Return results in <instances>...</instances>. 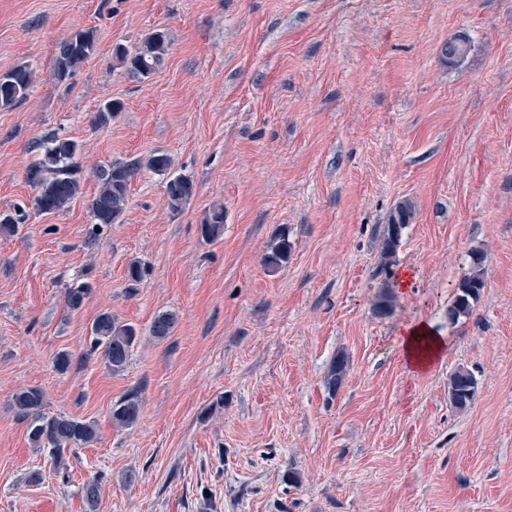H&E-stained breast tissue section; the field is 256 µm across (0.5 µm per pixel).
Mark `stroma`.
I'll list each match as a JSON object with an SVG mask.
<instances>
[{
	"label": "stroma",
	"instance_id": "1",
	"mask_svg": "<svg viewBox=\"0 0 512 512\" xmlns=\"http://www.w3.org/2000/svg\"><path fill=\"white\" fill-rule=\"evenodd\" d=\"M84 28L96 50L58 81L57 46ZM158 30L164 64L131 77L114 47ZM457 37L463 53L445 55ZM19 66L32 87L0 108V212H27L0 236V512H87L97 476L96 512H512V0H0V73ZM111 99L122 112L97 126ZM52 134L80 143L84 182L42 214L25 166ZM154 152L171 167L136 169L124 213L89 242L93 169ZM176 176L195 186L177 213ZM401 205L395 264L417 279L384 310ZM282 233L291 252L272 271ZM474 251L484 287L452 322ZM133 260L143 282L126 277ZM103 312L138 330L119 372L90 349ZM165 312L177 321L159 340ZM414 319L448 340L423 373L397 339ZM461 367L478 380L464 410L448 400ZM30 387L44 413L96 426L66 475L11 405ZM130 395L139 417L116 427ZM166 201L170 210L179 212L195 193L194 183L187 176H177L166 182ZM224 230V207L213 206L205 212L200 223V232L203 238L215 240ZM412 213L406 206H399L390 217L384 240V254L388 258V263H392L395 258L397 248L400 243L402 230L410 223ZM139 411V402L131 395L113 407L112 422L119 427H128L137 420Z\"/></svg>",
	"mask_w": 512,
	"mask_h": 512
}]
</instances>
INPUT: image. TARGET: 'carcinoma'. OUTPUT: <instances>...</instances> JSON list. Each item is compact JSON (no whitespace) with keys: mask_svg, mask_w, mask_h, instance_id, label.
I'll list each match as a JSON object with an SVG mask.
<instances>
[{"mask_svg":"<svg viewBox=\"0 0 512 512\" xmlns=\"http://www.w3.org/2000/svg\"><path fill=\"white\" fill-rule=\"evenodd\" d=\"M170 49L166 33L156 31L130 51L123 45L113 49L115 60L126 71L137 78L145 79L156 73L165 61ZM95 50V33L91 28L79 29L70 33L58 46L53 58V72L60 82L67 80ZM33 83V71L26 66L16 67L0 74V106L9 107L26 98ZM122 110V103L115 100L104 102L97 112L95 121L106 125L115 114ZM40 149L37 157L26 166V180L37 194L33 199V208L40 213H57L66 208L80 194L82 178L77 156L81 152L80 144L70 138L49 136L37 143ZM140 167V161L127 164H114L109 168H100L93 172L97 184V193L92 198L90 210L94 220L88 231V238L96 240L101 229L118 221L127 204V189L134 171ZM195 193L194 183L187 176H177L166 182V201L170 210L179 212L191 200ZM412 213L406 206L398 207L390 217L384 240V254L388 259L395 258L402 230L410 223ZM24 216L0 213V234L11 237L17 234ZM224 230V206H214L205 212L200 223L203 238L215 240ZM290 244L282 236L266 257L267 266L277 269L288 262ZM471 272L456 287L455 297L448 308V320L455 321L467 315L472 301L479 296L484 287L481 266L483 256L474 253L471 256ZM91 291V285L84 282L66 290L65 303L76 311L80 309ZM176 316L162 313L153 320L150 331L157 339L170 336ZM91 350H102L108 368L122 370L128 363L132 348L137 339V330L130 324H122L112 317V313L98 315L91 327ZM345 359L339 357L330 366L328 388L336 390L345 373ZM478 382L469 370L460 367L449 375L448 399L460 410L466 409L474 400ZM11 405L23 419L29 420L28 438L35 448H51L55 465H61L63 454L67 450L84 448L97 438L95 425L89 421H79L65 414L46 415L42 412L44 394L36 388L22 389L11 397ZM139 402L131 395L112 408V422L119 427H128L138 418Z\"/></svg>","mask_w":512,"mask_h":512,"instance_id":"carcinoma-1","label":"carcinoma"}]
</instances>
